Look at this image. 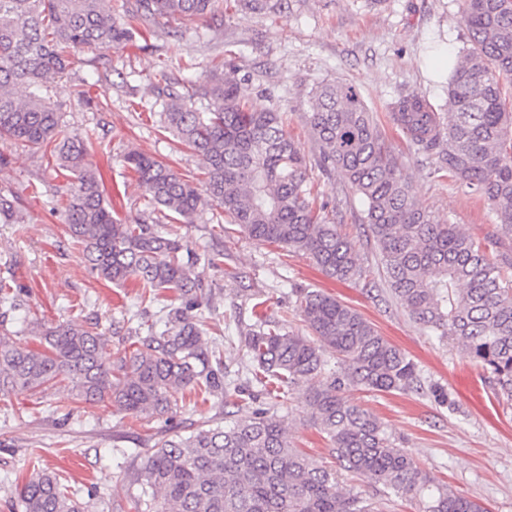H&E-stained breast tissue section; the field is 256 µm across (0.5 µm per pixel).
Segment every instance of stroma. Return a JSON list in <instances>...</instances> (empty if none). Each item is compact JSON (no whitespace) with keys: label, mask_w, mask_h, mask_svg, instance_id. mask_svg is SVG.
I'll return each instance as SVG.
<instances>
[{"label":"stroma","mask_w":512,"mask_h":512,"mask_svg":"<svg viewBox=\"0 0 512 512\" xmlns=\"http://www.w3.org/2000/svg\"><path fill=\"white\" fill-rule=\"evenodd\" d=\"M462 8L463 0H287L285 7L253 13L221 0L215 14L188 24L158 20L153 36L111 50L112 70L105 81L92 79L103 59L99 51H77L73 68L55 83L53 99L63 125L105 144V151L93 157L104 196L115 217L132 224L147 218L152 207L122 162L126 146L151 153L183 174L198 168L178 139L161 128L157 113L160 89L185 79L184 61L195 62L201 72L232 65L255 108L276 106L286 112L289 133L310 159L317 146L306 123L309 93L319 83L345 81L360 92L411 173L418 203L440 223L489 239L498 229L487 202L453 189L447 177L434 173L431 159L415 152L389 118L391 103L411 90L426 94L438 112L447 113L440 63L463 54ZM0 155L7 158L0 164V193L13 196L22 213L19 223H0V278H12L24 309L48 322L99 323L117 347L131 334V314L151 321L163 307L178 304L172 291L141 303L137 281L115 286L90 273L66 232L62 212L52 208L56 190L67 179L49 150L0 141ZM310 178L319 199L336 208V219L365 269L362 278H328L303 253L251 240L236 225L217 224L206 209L189 224L165 219L157 224L158 231L183 238L191 251L223 256L214 265L197 264L194 273L212 293L204 314L210 326L224 332L225 361L239 368V384H247L239 336L254 324L256 303H264L269 315L287 318L288 329L300 333L304 326L290 312L292 287L335 297L403 349L421 380L416 391L349 389L346 399L378 416L422 468L488 512H512V406L502 404L487 373L458 347L428 336L394 298L351 187L317 166ZM437 389L450 394L451 404L435 399ZM305 396L304 388H296L278 414L288 423L291 446L325 462L328 442L310 421ZM66 399V387L56 385L42 393L19 390L0 400V512H19L14 480L28 471L34 453L41 468L70 476L93 512H135L131 480L141 465L137 450L171 431L186 435L209 421H223L235 410L217 397L188 395L167 420L135 421L102 403L75 408L65 421L49 406Z\"/></svg>","instance_id":"1"}]
</instances>
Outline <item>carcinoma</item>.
<instances>
[{
    "label": "carcinoma",
    "instance_id": "carcinoma-1",
    "mask_svg": "<svg viewBox=\"0 0 512 512\" xmlns=\"http://www.w3.org/2000/svg\"><path fill=\"white\" fill-rule=\"evenodd\" d=\"M215 2L136 0L140 27L133 28L112 15V0H0V140L53 146L56 166L71 178L55 204L93 274L114 285L136 280L151 302L165 290L180 300L114 351L96 322L25 317L5 328L22 303L20 291L0 280V398L65 382L71 402L108 403L136 420L171 415L178 397L192 391L241 401L234 421L176 432L143 449L137 512H382L381 501L342 490L336 470L290 447L286 421L245 393L207 336L205 287L194 262L181 258L182 241L113 216L92 142L62 126L47 95L69 69L71 51H109L159 18H204ZM460 23L467 49L462 60L448 62V123L417 91L395 99L390 117L410 147L437 158L435 172L484 199L501 234L512 238V0H465ZM165 97L162 123L198 158L205 178L126 150L122 160L154 209L188 224L208 207L252 240L304 253L329 278L356 280L363 268L353 242L317 203L309 176L314 164L339 173L360 194L366 231L401 306L429 335L453 341L489 371L498 394L512 401V259L494 253L499 241L439 224L419 206L410 174L354 86L334 81L311 90L312 162L286 130L284 113L252 109L248 89L228 66L184 80L180 92ZM292 296L309 335L259 316L241 340L261 391L277 399L306 386L330 457L381 487L384 500L409 498L420 512H487L421 468L377 416L343 395L349 388L412 389L419 382L413 360L336 298L311 288ZM30 335L42 349L28 346ZM15 495L22 512H89L67 479L36 462Z\"/></svg>",
    "mask_w": 512,
    "mask_h": 512
}]
</instances>
